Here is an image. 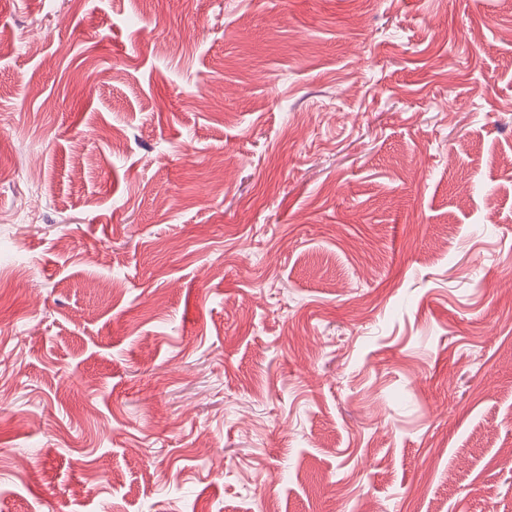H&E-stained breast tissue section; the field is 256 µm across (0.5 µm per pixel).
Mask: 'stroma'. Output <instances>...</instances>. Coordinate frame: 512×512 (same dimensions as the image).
<instances>
[{"instance_id": "1", "label": "stroma", "mask_w": 512, "mask_h": 512, "mask_svg": "<svg viewBox=\"0 0 512 512\" xmlns=\"http://www.w3.org/2000/svg\"><path fill=\"white\" fill-rule=\"evenodd\" d=\"M15 267L0 512H512V7L0 0Z\"/></svg>"}]
</instances>
